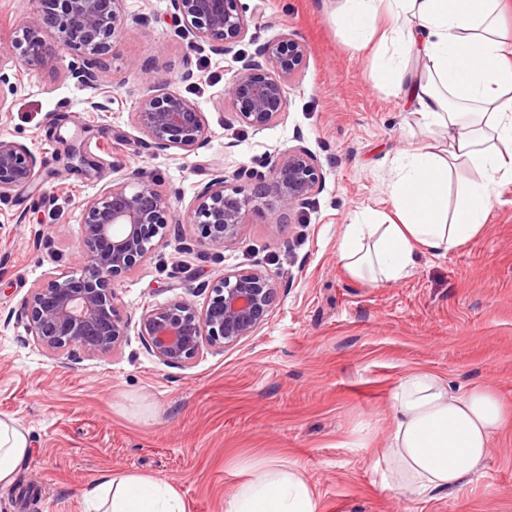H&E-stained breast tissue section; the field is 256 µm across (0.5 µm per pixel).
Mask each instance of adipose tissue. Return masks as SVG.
<instances>
[{"label":"adipose tissue","instance_id":"adipose-tissue-1","mask_svg":"<svg viewBox=\"0 0 512 512\" xmlns=\"http://www.w3.org/2000/svg\"><path fill=\"white\" fill-rule=\"evenodd\" d=\"M504 0H345L340 22L355 49L378 42L380 80L405 89L419 121L447 129L448 145H419L396 163L391 215L355 213L339 255L351 275L389 283L408 276L416 248L445 255L472 239L497 185L512 179V38L499 31ZM407 25L377 30L378 9ZM478 179L450 187L453 169ZM389 443L372 462L385 486L418 497L456 491L483 464L491 437L512 426V404L492 388L453 391L438 376L411 372L393 392ZM28 430L0 417V484H12L29 454ZM86 512H187L167 481L103 477L85 494ZM224 512H319L300 468L254 467L224 500Z\"/></svg>","mask_w":512,"mask_h":512}]
</instances>
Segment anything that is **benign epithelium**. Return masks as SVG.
<instances>
[{
    "label": "benign epithelium",
    "instance_id": "benign-epithelium-1",
    "mask_svg": "<svg viewBox=\"0 0 512 512\" xmlns=\"http://www.w3.org/2000/svg\"><path fill=\"white\" fill-rule=\"evenodd\" d=\"M37 16L16 31L10 52L18 53L30 69L62 58L65 49L103 55L128 24L149 20L128 16L124 0H36ZM181 24L174 35L199 51L233 53L249 30L241 0H170ZM56 32V39L45 36ZM304 45L293 35L256 47L251 55L235 54L238 63L225 86L235 118L261 130L287 109L284 86L301 71ZM77 84L94 88L98 73L93 64L67 66ZM137 126L158 149L192 153L207 143L204 116L168 80L153 78L135 112ZM64 166L84 171L94 166L73 143L63 145ZM38 160L25 145L0 139V203L33 184ZM135 188L114 183L101 194L81 202V262L73 271L50 277L31 289L23 301L27 328L34 345L66 358L95 360L119 349L128 332L113 285L135 268L164 234L171 219L169 199L153 181L133 177ZM324 180L317 157L297 145L266 157L261 168H243L233 177L215 168L196 195L191 223L203 243L221 252L239 236L246 213L266 207L270 223L283 215H303ZM281 287L280 277L265 268L226 272L214 279L203 305L183 296L146 308L140 316L139 336L162 364L183 367L206 346L227 348L252 336L272 311Z\"/></svg>",
    "mask_w": 512,
    "mask_h": 512
}]
</instances>
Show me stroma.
<instances>
[{
  "label": "stroma",
  "mask_w": 512,
  "mask_h": 512,
  "mask_svg": "<svg viewBox=\"0 0 512 512\" xmlns=\"http://www.w3.org/2000/svg\"><path fill=\"white\" fill-rule=\"evenodd\" d=\"M242 4L259 14L242 51L284 33L306 49L285 86V115L260 131L237 122L224 95L231 56L175 37L170 0H124L126 13L149 21L122 30L104 55L66 51L63 63H96L94 90L63 63L31 70L10 53L37 4L0 0V68L16 76L0 92V137L39 160L34 184L0 205V416L30 437L15 481L0 486V512H85L89 485L112 473L171 482L188 512H224L248 466L269 460L304 470L320 512H512V428L492 438L482 467L454 493L419 499L382 487L370 466L408 372L434 373L455 390L488 385L512 401V179L498 185L482 232L448 255L419 252L396 282L351 278L338 256L344 224L356 211H388L394 160L447 136L418 126L405 92L379 81L376 46L350 44L336 18L342 0ZM132 61L203 112V148L150 147L133 119L145 85ZM299 134L324 173L299 222L271 224L257 211L223 253L200 244L189 214L212 168L258 166ZM65 139L81 142L94 168L67 170ZM136 173L169 198L173 221L115 283L128 336L98 360L50 356L28 334L23 300L47 276L77 268L80 202ZM256 264L284 277L254 336L180 368L147 351L137 334L144 308L177 295L203 303L204 283Z\"/></svg>",
  "instance_id": "obj_1"
}]
</instances>
